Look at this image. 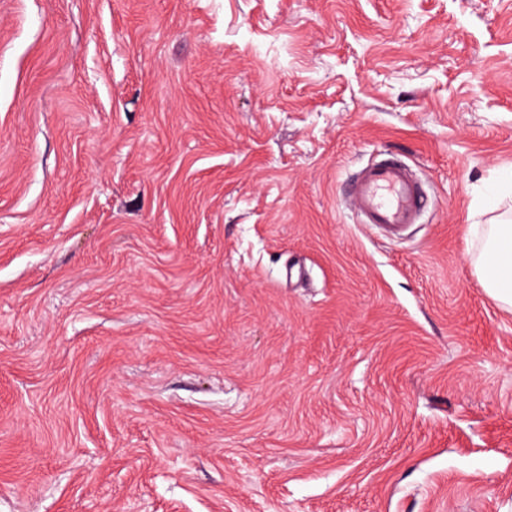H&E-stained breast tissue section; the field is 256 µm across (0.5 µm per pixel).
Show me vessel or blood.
I'll return each mask as SVG.
<instances>
[{"instance_id": "1", "label": "vessel or blood", "mask_w": 512, "mask_h": 512, "mask_svg": "<svg viewBox=\"0 0 512 512\" xmlns=\"http://www.w3.org/2000/svg\"><path fill=\"white\" fill-rule=\"evenodd\" d=\"M346 201L361 223L398 240L421 219L427 195L423 182L404 163L387 157L360 170L348 186Z\"/></svg>"}]
</instances>
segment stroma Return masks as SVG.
Here are the masks:
<instances>
[{
  "label": "stroma",
  "instance_id": "stroma-1",
  "mask_svg": "<svg viewBox=\"0 0 512 512\" xmlns=\"http://www.w3.org/2000/svg\"><path fill=\"white\" fill-rule=\"evenodd\" d=\"M511 179L512 0H0V512H512ZM347 191L346 202L360 222L391 240L401 239L410 224L419 222L427 201L423 182L392 157L364 166ZM512 218L510 222L476 224L483 227L473 257L476 274L487 294L503 306H512V260L502 259L505 247L512 249Z\"/></svg>",
  "mask_w": 512,
  "mask_h": 512
}]
</instances>
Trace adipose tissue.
<instances>
[{
    "instance_id": "obj_1",
    "label": "adipose tissue",
    "mask_w": 512,
    "mask_h": 512,
    "mask_svg": "<svg viewBox=\"0 0 512 512\" xmlns=\"http://www.w3.org/2000/svg\"><path fill=\"white\" fill-rule=\"evenodd\" d=\"M512 248V223L486 224L479 231L473 257L476 274L487 294L503 306H512V261L502 258L504 248Z\"/></svg>"
}]
</instances>
